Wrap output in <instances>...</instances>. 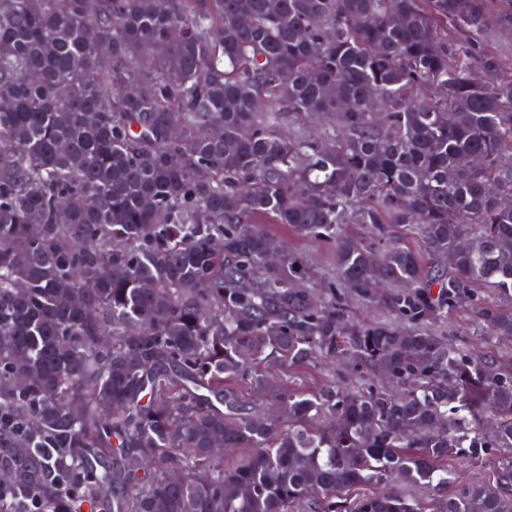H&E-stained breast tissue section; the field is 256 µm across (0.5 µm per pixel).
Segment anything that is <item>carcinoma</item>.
Instances as JSON below:
<instances>
[{
    "mask_svg": "<svg viewBox=\"0 0 512 512\" xmlns=\"http://www.w3.org/2000/svg\"><path fill=\"white\" fill-rule=\"evenodd\" d=\"M486 15L0 0V512H512V360L430 329L470 303L512 336V71L468 38ZM264 224L333 244L350 294L392 285L410 326L352 323ZM317 358L395 388L261 368Z\"/></svg>",
    "mask_w": 512,
    "mask_h": 512,
    "instance_id": "cac0c4a2",
    "label": "carcinoma"
}]
</instances>
